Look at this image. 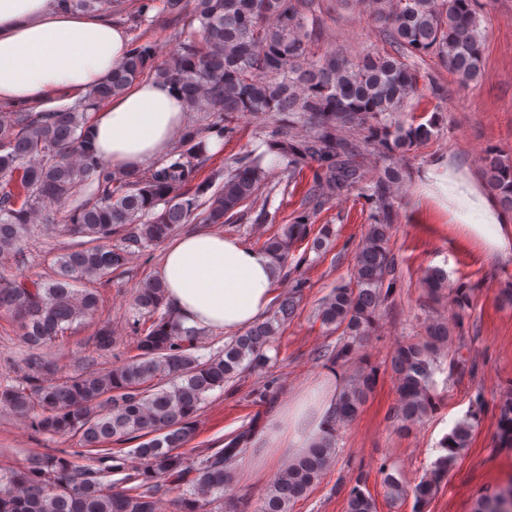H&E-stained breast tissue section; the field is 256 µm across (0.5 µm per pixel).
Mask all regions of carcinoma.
Wrapping results in <instances>:
<instances>
[{"label": "carcinoma", "instance_id": "obj_1", "mask_svg": "<svg viewBox=\"0 0 512 512\" xmlns=\"http://www.w3.org/2000/svg\"><path fill=\"white\" fill-rule=\"evenodd\" d=\"M83 12L105 11L112 0H59ZM313 0H139L135 27L164 17L182 25L181 39L166 61L154 65L153 46L136 41L111 74L71 105L36 110L17 106L0 113V260L22 258V243L33 224H48L47 206L69 208L66 229L88 241L57 260L56 277L43 282L0 274V312L19 324L28 349L20 374L0 381V409L29 422L40 434L74 442L70 452L25 458L0 471V512H159L167 500L173 512H249L233 494L232 463L248 448L258 419L222 448L193 457V439L207 394L243 369L269 362L280 328L294 313L303 282L291 286L273 314L203 360L194 354L202 332L182 327L165 300L160 280L136 291L132 322L137 354L99 368L91 361L78 373L60 371L47 348L64 339L75 323L98 310L96 290H78L81 280H101L125 268L130 258L167 239L180 224H234L240 207L254 205L273 169L288 182L312 172L304 195L307 208L292 224L267 237L260 250L288 266L291 246L311 233V219L332 200L360 191L372 206L370 224L358 244L355 287L339 286L323 299L317 319L341 331L344 343L329 354L335 363L357 350L370 334L385 301L395 261L390 250L394 204L405 171L392 159L432 136L434 123L401 119L419 94L410 59L433 54L459 83L478 80L484 36L480 0H359L381 28L389 50L356 56L314 52L321 34L308 28ZM147 71L158 82L180 85L186 111L207 113L205 127H190L170 157L136 172L109 169L92 148V112L123 94ZM269 115L266 150L247 151L212 188L200 172L210 156L205 138H224L235 119ZM362 133L356 140L353 131ZM484 174L503 209L512 211V164L496 153L485 158ZM120 244L110 245L112 237ZM423 285L439 293L447 276L427 270ZM426 339L396 348L391 368L398 391L394 418L408 431L435 408L430 385L441 356L466 366L448 324L431 321ZM112 327L93 337L96 351H112ZM376 384L373 371L360 370L342 391L335 419L351 422ZM484 402H472L464 420L446 435L423 477L408 486L387 462L377 468L386 497L414 498L415 512L436 495L458 458L469 447ZM496 441L512 449V393L497 404ZM138 442L126 463L117 445ZM336 455V434L315 442L272 478L254 512H292L307 497ZM358 475L347 493V512H377L374 497ZM473 512H512V484L487 489Z\"/></svg>", "mask_w": 512, "mask_h": 512}]
</instances>
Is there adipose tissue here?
Returning a JSON list of instances; mask_svg holds the SVG:
<instances>
[{
  "label": "adipose tissue",
  "mask_w": 512,
  "mask_h": 512,
  "mask_svg": "<svg viewBox=\"0 0 512 512\" xmlns=\"http://www.w3.org/2000/svg\"><path fill=\"white\" fill-rule=\"evenodd\" d=\"M129 49L125 33L106 15L66 10L56 0H0V104L42 108L56 98H77ZM185 127L179 87L145 80L98 110L92 132L106 164L133 171L165 159ZM279 271L272 255L239 238L199 230L168 245L158 277L183 327L233 335L263 316ZM337 398V390L319 387L295 395L268 426L261 465L300 455L332 433Z\"/></svg>",
  "instance_id": "ef3b65f1"
}]
</instances>
